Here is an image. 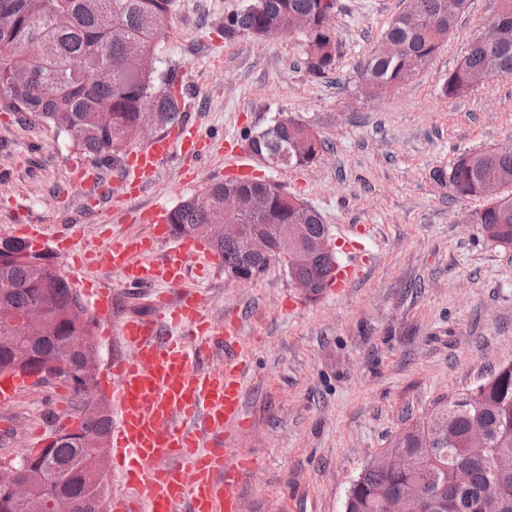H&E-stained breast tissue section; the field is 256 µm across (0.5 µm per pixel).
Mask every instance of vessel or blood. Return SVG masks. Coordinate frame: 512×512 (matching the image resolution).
<instances>
[{"instance_id": "1", "label": "vessel or blood", "mask_w": 512, "mask_h": 512, "mask_svg": "<svg viewBox=\"0 0 512 512\" xmlns=\"http://www.w3.org/2000/svg\"><path fill=\"white\" fill-rule=\"evenodd\" d=\"M204 136L180 122L148 146L130 152L119 175L83 181L89 208L104 201L125 205L158 179L172 150L200 157ZM147 233L108 238L59 237L77 270L116 272L122 287L149 293L155 316L131 314L118 333L129 350L113 358L105 386L112 399V474L125 485L107 512H240L238 489L254 469L246 451L225 444L224 432L244 424L243 396L249 351L238 320H206L199 289L187 287L193 266L212 260L191 241L175 238L163 207L151 209ZM231 347L233 362L214 368L215 350ZM28 381H0V407L12 406Z\"/></svg>"}]
</instances>
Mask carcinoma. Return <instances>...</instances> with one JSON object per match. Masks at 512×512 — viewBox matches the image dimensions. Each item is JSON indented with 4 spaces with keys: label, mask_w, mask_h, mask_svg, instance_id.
Returning <instances> with one entry per match:
<instances>
[{
    "label": "carcinoma",
    "mask_w": 512,
    "mask_h": 512,
    "mask_svg": "<svg viewBox=\"0 0 512 512\" xmlns=\"http://www.w3.org/2000/svg\"><path fill=\"white\" fill-rule=\"evenodd\" d=\"M485 34L475 40L443 83L446 97H459L492 77H512V40L496 38V28L512 30V0H501ZM172 0H0V96L22 121L56 128L100 165L114 160L141 137V113L157 117L159 129L181 116L184 90L173 75L146 69ZM337 0H246L224 20V38H274L293 30L306 42V73L315 79L336 70L339 51L334 18ZM457 15L448 0H408L385 39L397 47L391 56L372 54L365 63L370 93L388 91L424 68L443 48ZM250 149L267 158L288 156V164L311 165L326 140L307 124L279 118L249 139ZM432 177L452 196H478L485 184L512 185V153L494 149L463 153ZM256 203L250 224H306L313 240L330 238L328 226L312 206L295 203L280 186L258 177H227L184 200L168 213L174 234L199 240L224 262V272L252 267L265 270L270 259L247 257L241 243L218 232L224 223V194ZM471 223L498 245L512 246V196L488 200ZM31 243L0 238V282L12 287L0 294V373L21 371L29 357L58 365L72 378L95 359L96 319L53 262L40 263ZM339 264L330 246L318 265L300 267L292 276L315 280L309 299L332 286ZM74 432L34 453L28 474V512H43L53 492L65 512H104L93 496L87 460L107 448L112 416L98 401L89 420L78 417ZM406 450L419 459L414 471L366 466L353 480L344 512H388L390 503L410 485H422L442 512H512V363L465 393L440 398L431 413L398 432L386 451Z\"/></svg>",
    "instance_id": "obj_1"
}]
</instances>
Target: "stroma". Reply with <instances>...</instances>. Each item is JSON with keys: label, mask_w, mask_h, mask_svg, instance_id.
I'll list each match as a JSON object with an SVG mask.
<instances>
[{"label": "stroma", "mask_w": 512, "mask_h": 512, "mask_svg": "<svg viewBox=\"0 0 512 512\" xmlns=\"http://www.w3.org/2000/svg\"><path fill=\"white\" fill-rule=\"evenodd\" d=\"M245 0H173L158 43V66L175 70L189 94L191 122L210 142L192 185L173 154L159 181L134 204L98 214L75 177L91 158L41 122L19 125L0 104V237L23 224L87 237L132 224L137 210L173 209L223 180L246 132L278 115L321 134L328 148L309 167L256 165L257 177L313 206L335 244L357 241L348 284L316 301L292 288L283 263L238 283L192 273L212 320L237 318L252 348L244 426L231 431L256 469L240 487L241 512H343L361 470L440 397L470 390L512 363V248L483 238L469 218L480 197L449 195L432 173L465 152L512 142V77L463 96H443L448 73L500 8L467 0L441 52L395 89L365 92L364 65L406 0H337L340 42L331 78H311L299 35L226 40L225 17ZM111 316H98L102 363L125 355L113 320L133 311L118 275ZM79 401L59 380L33 382L0 410V459L42 447Z\"/></svg>", "instance_id": "35a3bbf8"}]
</instances>
